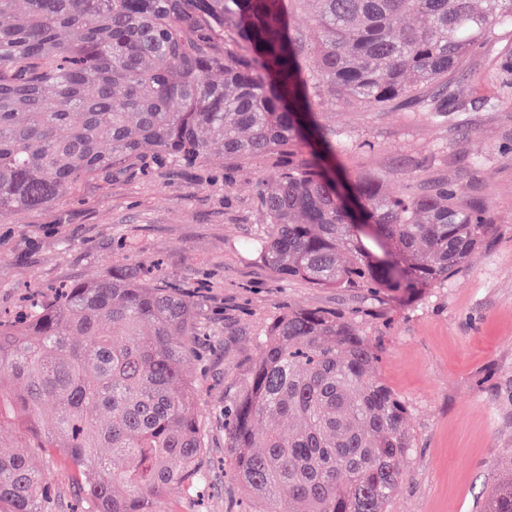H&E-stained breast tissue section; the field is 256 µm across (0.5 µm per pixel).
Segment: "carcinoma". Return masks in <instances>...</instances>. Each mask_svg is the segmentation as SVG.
<instances>
[{
  "label": "carcinoma",
  "mask_w": 512,
  "mask_h": 512,
  "mask_svg": "<svg viewBox=\"0 0 512 512\" xmlns=\"http://www.w3.org/2000/svg\"><path fill=\"white\" fill-rule=\"evenodd\" d=\"M314 2L296 30L290 14L308 0H0V222L138 158L286 155L260 189L265 231L250 244L273 273L408 302L447 281L492 234L488 208L446 184L388 195L369 178L337 180L336 133L318 114L410 99L440 116L426 89L499 41L512 0ZM359 224L373 225L375 247ZM203 306L199 292L119 263L0 315V407L59 450L91 512H164L172 485L201 496L208 435L191 367L206 346ZM369 318L290 309L258 337L224 403L225 447L255 512H390L416 438L377 376ZM48 487L27 455L0 453L6 512H41ZM481 512H512V467Z\"/></svg>",
  "instance_id": "1"
}]
</instances>
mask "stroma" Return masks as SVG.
<instances>
[{"mask_svg": "<svg viewBox=\"0 0 512 512\" xmlns=\"http://www.w3.org/2000/svg\"><path fill=\"white\" fill-rule=\"evenodd\" d=\"M499 49H478L444 91L445 113L420 104L380 112L360 105L325 108L321 122L347 149L337 170L379 181L386 193H431L453 186L465 202L490 209L494 231L465 266L417 303L363 289L283 281L246 242L265 227L258 192L282 158L230 168L142 160L83 183L65 202L24 210L0 223V311L29 286L89 280L114 261L157 268L191 288L205 283L208 352L193 369L206 383L199 400L209 425L210 480L198 504L169 489L170 512H242L237 482L224 474L225 398L234 396L256 357V336L282 309L363 308L380 350V379L411 407L417 446L391 512H478L502 466L512 461V104L504 101ZM28 450L50 476L43 512H73V471L54 449L33 448L25 432L0 424V451Z\"/></svg>", "mask_w": 512, "mask_h": 512, "instance_id": "35a3bbf8", "label": "stroma"}]
</instances>
